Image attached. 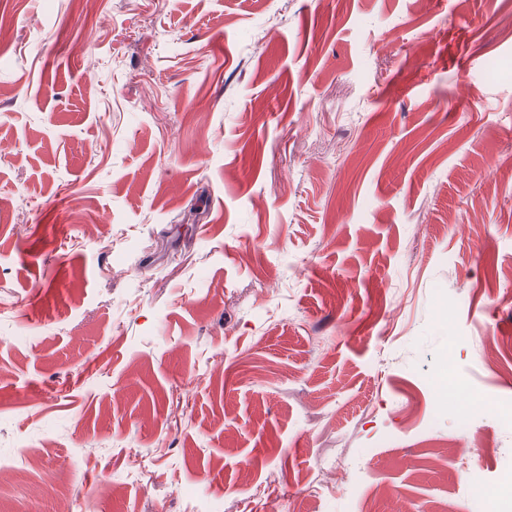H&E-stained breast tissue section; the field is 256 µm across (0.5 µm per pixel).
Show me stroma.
I'll return each mask as SVG.
<instances>
[{
    "instance_id": "1",
    "label": "stroma",
    "mask_w": 512,
    "mask_h": 512,
    "mask_svg": "<svg viewBox=\"0 0 512 512\" xmlns=\"http://www.w3.org/2000/svg\"><path fill=\"white\" fill-rule=\"evenodd\" d=\"M95 4L0 0V512H469L512 0Z\"/></svg>"
}]
</instances>
